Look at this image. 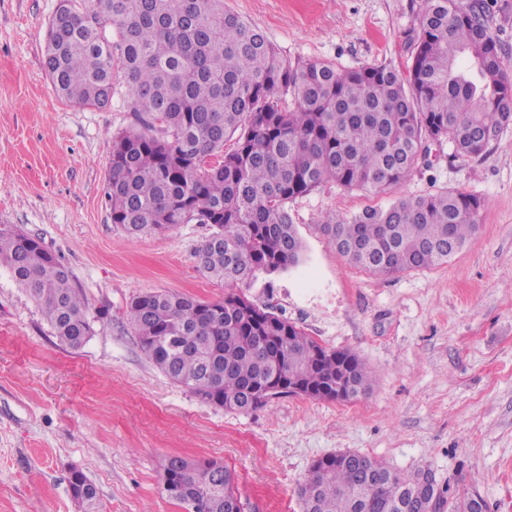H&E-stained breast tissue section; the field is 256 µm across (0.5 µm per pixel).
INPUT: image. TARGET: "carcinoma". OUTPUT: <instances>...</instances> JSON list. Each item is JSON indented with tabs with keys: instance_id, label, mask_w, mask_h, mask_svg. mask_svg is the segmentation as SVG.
<instances>
[{
	"instance_id": "obj_1",
	"label": "carcinoma",
	"mask_w": 512,
	"mask_h": 512,
	"mask_svg": "<svg viewBox=\"0 0 512 512\" xmlns=\"http://www.w3.org/2000/svg\"><path fill=\"white\" fill-rule=\"evenodd\" d=\"M484 0H423L404 72L386 65L293 67L224 0H58L45 66L65 100L104 108L121 72L133 111L155 133L112 139L106 183L112 223L129 236L208 224L197 251L205 277L232 291L206 301L167 290L130 302L127 317L154 366L207 403L235 412L266 406L298 380L312 399L348 373L351 395L372 372L349 350L328 349L238 288L297 264L302 243L288 203L325 181L370 193L412 175L423 139L459 157L485 154L512 123V70L484 19ZM235 140V147L223 151ZM483 201L458 189L400 196L387 208L324 216L323 230L351 265L393 275L439 266L478 230ZM0 266L41 308L54 336L84 346L92 325L70 271L41 242L0 226ZM315 460L300 488L304 512H472L474 492L446 497L428 467L397 472L351 451ZM162 484L183 512L206 501L234 512L235 473L178 455Z\"/></svg>"
}]
</instances>
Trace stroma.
<instances>
[{
	"label": "stroma",
	"mask_w": 512,
	"mask_h": 512,
	"mask_svg": "<svg viewBox=\"0 0 512 512\" xmlns=\"http://www.w3.org/2000/svg\"><path fill=\"white\" fill-rule=\"evenodd\" d=\"M58 0H0V225L33 237L68 267L93 331L61 345L41 309L0 267V512H78L67 482L81 470L99 512H182L160 492L168 455L232 469L243 512H302L312 462L351 450L404 472L427 465L456 495L478 491L512 512V128L489 152L455 157L424 141L397 192L323 183L289 204L299 263L258 275L244 294L317 342L373 371L369 392L337 402L284 394L228 412L172 382L126 319L150 290L223 299L197 250L206 224L130 237L104 191L112 138L137 128L123 75L102 109L70 105L45 68ZM423 0H224L290 64L405 70ZM478 195L479 228L448 263L389 276L341 257L325 213L351 216L396 196L444 188Z\"/></svg>",
	"instance_id": "obj_1"
}]
</instances>
